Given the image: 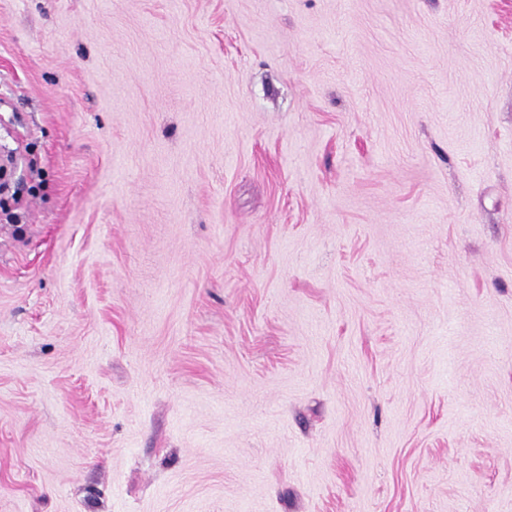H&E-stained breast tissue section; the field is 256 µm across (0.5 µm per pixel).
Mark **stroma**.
Segmentation results:
<instances>
[{"label": "stroma", "instance_id": "obj_1", "mask_svg": "<svg viewBox=\"0 0 512 512\" xmlns=\"http://www.w3.org/2000/svg\"><path fill=\"white\" fill-rule=\"evenodd\" d=\"M0 512H512V0H0Z\"/></svg>", "mask_w": 512, "mask_h": 512}]
</instances>
